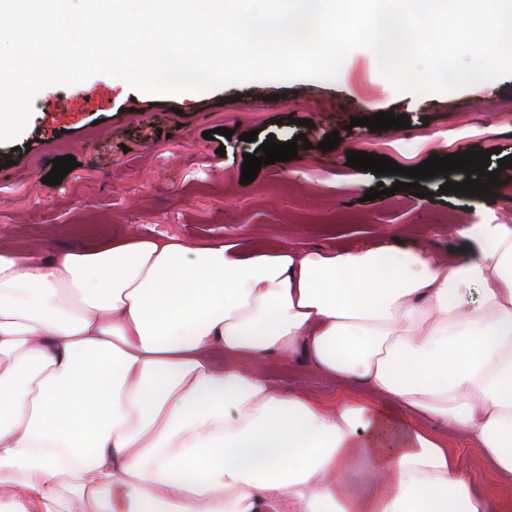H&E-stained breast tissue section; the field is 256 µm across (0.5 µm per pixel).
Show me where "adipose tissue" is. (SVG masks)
Masks as SVG:
<instances>
[{"instance_id":"obj_1","label":"adipose tissue","mask_w":512,"mask_h":512,"mask_svg":"<svg viewBox=\"0 0 512 512\" xmlns=\"http://www.w3.org/2000/svg\"><path fill=\"white\" fill-rule=\"evenodd\" d=\"M426 249H0V512H512V226ZM480 290L472 301V290ZM304 352L362 400L273 384ZM442 434L448 437L451 447L458 451L461 463L460 475L469 480L472 479L486 484L488 462L483 452L452 433L442 432Z\"/></svg>"}]
</instances>
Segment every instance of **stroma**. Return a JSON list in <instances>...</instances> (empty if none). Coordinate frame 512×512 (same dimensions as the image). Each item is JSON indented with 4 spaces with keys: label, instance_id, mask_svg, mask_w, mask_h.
<instances>
[{
    "label": "stroma",
    "instance_id": "35a3bbf8",
    "mask_svg": "<svg viewBox=\"0 0 512 512\" xmlns=\"http://www.w3.org/2000/svg\"><path fill=\"white\" fill-rule=\"evenodd\" d=\"M381 111L408 115L409 128L373 132L350 124ZM223 127L235 137L220 135ZM206 130L214 139L203 138ZM251 130L256 140L243 141ZM334 131L339 145L322 151ZM300 134L309 148L241 184L245 155L267 137L286 142ZM472 147L491 153L489 168L501 181L494 201L441 194L445 182L465 180L462 172L426 180L428 195L419 198L392 192L395 176L347 163L348 152L364 151L412 168ZM65 155L77 167L61 184L46 185L54 159ZM511 155L512 75L453 92H400L381 80L377 58L363 49L346 57L333 81H256L206 93L151 95L98 74L41 90L16 143L0 144V247L79 251L102 235L163 231L201 246L233 239L247 248L301 251L386 238L462 257L474 249L455 233L466 217L512 225V168L499 167ZM379 184L387 195L366 199ZM266 371L322 400L360 395L300 357L270 358Z\"/></svg>",
    "mask_w": 512,
    "mask_h": 512
}]
</instances>
